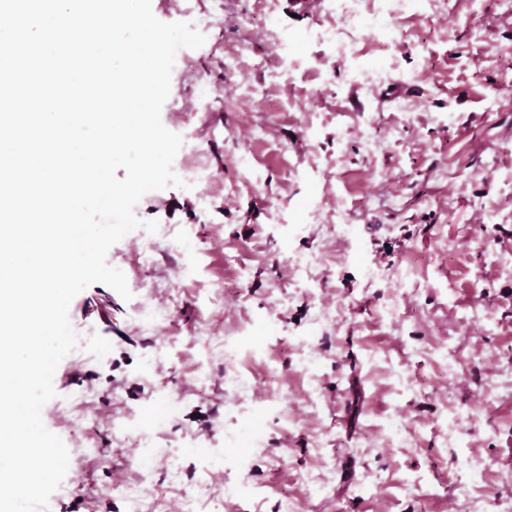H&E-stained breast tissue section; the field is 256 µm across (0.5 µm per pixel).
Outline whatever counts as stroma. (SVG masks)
<instances>
[{"label":"stroma","mask_w":512,"mask_h":512,"mask_svg":"<svg viewBox=\"0 0 512 512\" xmlns=\"http://www.w3.org/2000/svg\"><path fill=\"white\" fill-rule=\"evenodd\" d=\"M151 4L206 37L161 109L183 184L146 193L158 232L107 254L132 299L95 283L70 303L45 512H131L113 429L172 399L145 512H492L512 497V0H376L357 27L325 0ZM148 304L169 320L138 326Z\"/></svg>","instance_id":"35a3bbf8"}]
</instances>
